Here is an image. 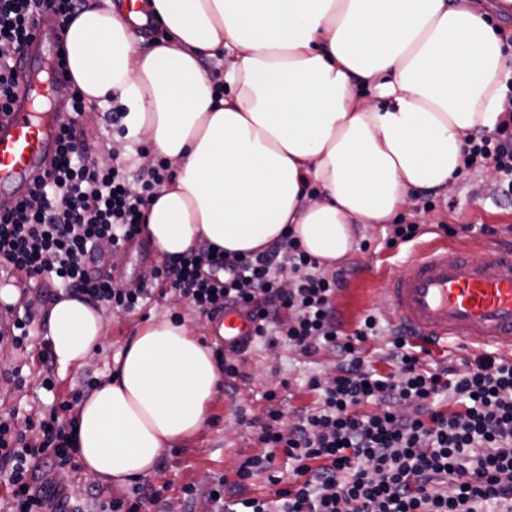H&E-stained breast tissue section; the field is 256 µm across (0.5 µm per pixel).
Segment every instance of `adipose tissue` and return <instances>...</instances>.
Wrapping results in <instances>:
<instances>
[{
  "label": "adipose tissue",
  "mask_w": 512,
  "mask_h": 512,
  "mask_svg": "<svg viewBox=\"0 0 512 512\" xmlns=\"http://www.w3.org/2000/svg\"><path fill=\"white\" fill-rule=\"evenodd\" d=\"M167 30L138 43L119 0L69 25V73L87 102L119 99L173 172L144 220L156 252H259L293 235L321 266L358 224H387L413 193L442 192L465 139L503 119V42L448 0H146ZM229 64L210 74L206 57ZM101 313L65 296L49 313L55 359L81 370ZM221 373L186 324L143 322L112 378L82 400V471L124 486L204 426Z\"/></svg>",
  "instance_id": "1"
}]
</instances>
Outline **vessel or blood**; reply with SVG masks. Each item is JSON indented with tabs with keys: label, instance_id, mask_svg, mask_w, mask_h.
<instances>
[{
	"label": "vessel or blood",
	"instance_id": "obj_1",
	"mask_svg": "<svg viewBox=\"0 0 512 512\" xmlns=\"http://www.w3.org/2000/svg\"><path fill=\"white\" fill-rule=\"evenodd\" d=\"M53 24L39 21L24 51L23 73L13 110L0 116V183L15 185V192L0 197V212L12 208L27 192L31 177L56 149V121L34 125L26 111L29 88L38 76L32 58L55 55ZM384 293L396 322L429 346L453 343L481 349L493 346L512 351V251L497 243L486 246L481 259L451 256L443 244L415 250L399 262ZM223 342L231 346L251 340L254 325L238 310L221 317Z\"/></svg>",
	"mask_w": 512,
	"mask_h": 512
}]
</instances>
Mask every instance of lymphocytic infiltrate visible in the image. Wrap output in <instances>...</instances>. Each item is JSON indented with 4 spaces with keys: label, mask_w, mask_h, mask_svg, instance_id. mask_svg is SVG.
Listing matches in <instances>:
<instances>
[{
    "label": "lymphocytic infiltrate",
    "mask_w": 512,
    "mask_h": 512,
    "mask_svg": "<svg viewBox=\"0 0 512 512\" xmlns=\"http://www.w3.org/2000/svg\"><path fill=\"white\" fill-rule=\"evenodd\" d=\"M86 0H0V113L9 111L20 85V60L38 17L60 30ZM69 87V118L59 128V149L23 200L0 213V272L35 283L53 282L93 307L126 313L141 308L153 290L169 286L193 312L213 319L224 309L254 321L255 340L288 343L310 357L330 350L332 379L309 378L320 405L284 425L276 391L257 441L261 454L242 461L203 489L182 488L186 508L203 499L209 512H512V359L482 352L464 370L428 368L402 326L389 330L391 372L367 370L363 344L381 332L366 315L352 333L341 332L333 299L343 274L329 271L294 238L260 253L227 255L203 249L154 267L137 287L94 276L100 247L120 250L141 236L146 208L172 177L157 160L130 185L120 160L92 161L79 123L86 102ZM494 131L468 139L462 168H494L512 183V77ZM380 408L363 412L370 401ZM67 402L42 419L35 434L0 416V482L9 512H61L62 495L43 485V468L70 464L75 450ZM286 456L288 472L275 467ZM265 477L267 493L249 494Z\"/></svg>",
    "instance_id": "1"
}]
</instances>
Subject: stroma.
I'll return each instance as SVG.
<instances>
[{
	"instance_id": "35a3bbf8",
	"label": "stroma",
	"mask_w": 512,
	"mask_h": 512,
	"mask_svg": "<svg viewBox=\"0 0 512 512\" xmlns=\"http://www.w3.org/2000/svg\"><path fill=\"white\" fill-rule=\"evenodd\" d=\"M115 103L92 106L91 120L84 127L91 142L97 146L96 156L107 157L112 152L125 155V165L130 176L141 170L137 158L148 141L133 134L126 123H113ZM501 178L490 169L479 168L460 175L448 192L439 194L418 193L412 196L403 215L407 221L421 224L422 233L414 241L415 246L446 242L441 227L445 224L465 225V232L455 238L467 255H482L488 240L512 248V195H502ZM435 204L433 210L422 211L424 201ZM496 227L495 237H488L483 226ZM387 227L383 224L356 225L358 247L343 262L346 280L334 299L336 320L343 332L349 333L366 315H376L381 324H390L392 318L383 293L386 280L395 265L406 254L405 249L386 245ZM101 250L108 267L115 276L128 283H136L148 276L160 258L147 239H139L122 252H113L111 246ZM18 299L13 308H6L0 301V319L8 311L16 314L31 313L30 336L18 350L0 351V367L20 368L25 380L23 387L0 380V415L16 413L17 428H25L27 422L37 421L48 414L60 402L77 404L84 397V382L94 377L108 380L115 368V358L122 352L128 338L133 336L143 320L155 317L165 319L180 317L197 334L205 337L211 348H219L215 323L205 316L192 312L187 302L174 291L153 295L142 310L134 313H118L102 309L105 332L100 348L87 366L74 373L55 369L56 387L46 391L42 386L45 366L39 358V343L48 330L51 301L36 302L35 290L27 281H15ZM228 361L238 365L241 376L232 394L217 393L208 420L200 432L165 452L145 483L167 485L161 504L154 512H183L181 489L184 485L204 486L213 477L231 472L243 459L259 454L256 425L264 417L268 402L264 394L276 390L281 401L285 423H292L301 409L318 406V395L308 389L310 377H331L335 372L336 357L327 350L319 351L310 358L301 356L295 349L279 343L276 345L249 344L244 352L226 350ZM246 415V422H239V415Z\"/></svg>"
}]
</instances>
